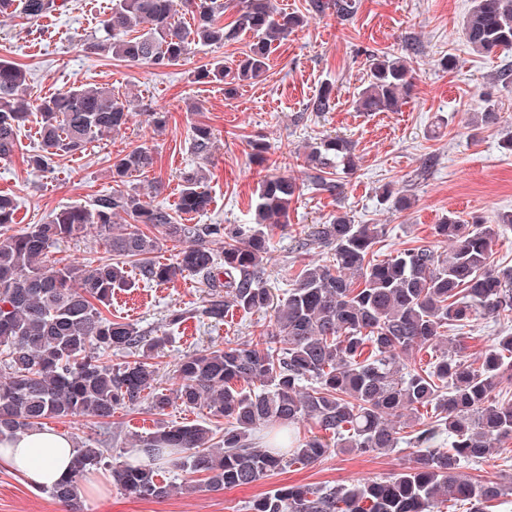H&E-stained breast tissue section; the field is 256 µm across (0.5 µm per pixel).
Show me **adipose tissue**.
<instances>
[{
  "label": "adipose tissue",
  "instance_id": "adipose-tissue-1",
  "mask_svg": "<svg viewBox=\"0 0 512 512\" xmlns=\"http://www.w3.org/2000/svg\"><path fill=\"white\" fill-rule=\"evenodd\" d=\"M76 455L68 435L37 427L0 444V465L20 473L37 487L50 488L65 480Z\"/></svg>",
  "mask_w": 512,
  "mask_h": 512
}]
</instances>
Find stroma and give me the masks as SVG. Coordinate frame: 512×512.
<instances>
[{"label":"stroma","mask_w":512,"mask_h":512,"mask_svg":"<svg viewBox=\"0 0 512 512\" xmlns=\"http://www.w3.org/2000/svg\"><path fill=\"white\" fill-rule=\"evenodd\" d=\"M277 7L306 15L308 24L287 41L274 44L269 69L260 80L225 96L218 82H199L194 74L213 58L234 65L255 40L245 31L223 47H197L179 65L157 69L109 55L87 52L85 45L100 36L99 21L111 0H69L65 12H52L31 21L24 15L0 16V59L23 65L31 74L30 98L48 97L74 85H106L132 96L128 124L119 134L89 145L81 154L55 157L51 171L40 172L26 159L39 146V125L29 121L18 134L14 155L0 160V194L16 203V229L46 222L59 209L88 205L112 189L115 156L146 144L156 163L150 172L136 173L131 185L155 205L176 210L185 170L204 167L211 197L208 210L189 216L192 224H247L265 177L288 172L301 186L289 207L287 229L271 237L273 259L262 284L284 296L304 264H325L332 250L320 245L297 251L307 225L324 222L336 213L354 223L381 228L373 248L380 261L397 249L438 242L434 226L448 212L463 219L494 223L497 213L512 210V153L500 143L512 128V83H497L499 71L512 67V51L488 56L466 45L462 22L471 0H355L351 16L309 8L310 0H274ZM409 55L414 90L398 112H357L353 100L362 88L373 54ZM456 60L454 69L440 65ZM331 86L334 106L315 113L306 106L323 86ZM491 95L500 115L497 124L472 130L484 95ZM168 114L165 130L148 120L149 110ZM204 124L213 132L209 162H199L188 150L191 129ZM339 135L356 145L358 168L335 197L312 189L302 154L307 144ZM270 145L265 162L254 161L251 140ZM390 184L411 196V208L399 212L382 203L379 190ZM109 253L95 231L53 246L50 263L97 265ZM213 294L200 277L186 274L170 283L136 280L134 288L112 295L106 315L131 322L149 336L168 334L153 363L158 384L174 382L177 364L188 356L225 343L255 339L270 319L262 312L230 308L224 321L197 317ZM187 313L183 323H169L172 311ZM201 424L222 429L224 419L208 409L174 406L158 416L147 406L116 410L112 418L89 416L50 419L47 429L70 435L77 446L103 449L106 467L91 471L81 488L87 512H246L249 501L281 485L351 486L383 479L413 466L407 443L386 453L347 452L312 466L294 464L249 486L214 492L206 477L163 467L161 475L174 487L161 501L143 500L112 483L110 464L134 458L137 437L152 432L158 421ZM462 478L496 480L508 488L495 512H512V441L498 445L485 462L464 464ZM0 512H65L49 490L30 487L9 468L0 466Z\"/></svg>","instance_id":"1"}]
</instances>
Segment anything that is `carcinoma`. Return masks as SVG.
Segmentation results:
<instances>
[{
    "label": "carcinoma",
    "mask_w": 512,
    "mask_h": 512,
    "mask_svg": "<svg viewBox=\"0 0 512 512\" xmlns=\"http://www.w3.org/2000/svg\"><path fill=\"white\" fill-rule=\"evenodd\" d=\"M233 4L237 18L222 17ZM67 7V0H0V15L20 12L31 19ZM318 13L334 10L348 17L353 0H311ZM307 23L306 16L279 11L273 0H112L100 20L105 37L88 49L156 68L175 66L197 45L218 46L250 31L256 40L235 67L216 58L194 79L232 85L260 78L269 67L272 45L283 42ZM462 31L470 48L481 54L512 49V0H472ZM29 75L22 66L0 60V160L13 156L17 132L31 114L40 117V149L28 164L42 172L61 154L82 153L87 146L120 132L129 104L109 87L74 86L30 103L21 94ZM413 90L412 68L403 58L376 56L370 80L358 93L359 112H398ZM312 112L332 110V88L322 87L310 101ZM194 154L205 160L212 132L192 128ZM153 149L138 147L112 159V191L88 206H71L43 224L12 231L16 205L0 195V351L8 375L0 378V442L48 418L80 415L109 419L117 408L135 407L149 398L163 412L173 405L206 407L225 420L224 434L200 425H169L137 439L147 457L139 463L112 466V483L137 498L162 500L172 485L160 478L156 463L204 473L212 490L248 486L292 464L313 465L340 453L391 451L402 440L405 413L431 409L434 420L410 438L415 465L380 481L352 486L288 485L253 500L248 512H433L436 505L465 502L466 512H488L501 503L503 485L461 478L464 463L491 456L494 445L512 440V403L492 393L512 384V332L491 338L478 366L463 359V337L445 330L481 318L512 317V269L491 265L496 227L512 225V211L500 212L496 226L466 223L450 212L434 227L435 236L451 243L447 251L423 245L396 251L380 262L370 258L379 230L354 224L338 214L307 227L296 249L312 244L334 251L330 264H306L288 295L274 300L261 285L272 260L270 232L288 225V208L301 187L287 175L263 180L248 226L179 222L166 208L141 199L128 178L147 173ZM314 171L316 190L338 195L342 176L357 169L355 146L329 135L304 156ZM179 211L207 210L210 196L201 170L181 176ZM390 207L409 208L410 197L386 187ZM124 213L133 223L118 227ZM145 225L182 244L175 261L156 264L149 255L157 238ZM95 229L107 235L116 260L97 266L69 263L47 266L57 242ZM224 239L223 262L210 247ZM147 281L170 282L188 273L209 288H222L202 314L224 321L229 307L245 312L274 309L263 339L256 343L208 350L186 358L171 388L155 385L148 358L166 346L168 337H147L135 325L103 314L116 289L132 288L128 264ZM223 267L224 278L216 270ZM416 348L441 352L433 369L416 368L404 356ZM140 350L141 358L112 366L103 361L112 350ZM260 380L265 389L248 386ZM312 421L323 432L291 447L281 446L285 430ZM266 430L272 445L260 446L256 432ZM448 447H438L443 436ZM103 452L79 449L70 477L52 496L83 512L81 483L101 465Z\"/></svg>",
    "instance_id": "cac0c4a2"
}]
</instances>
